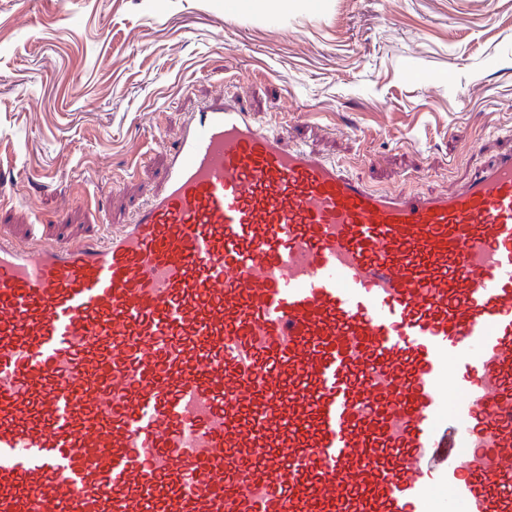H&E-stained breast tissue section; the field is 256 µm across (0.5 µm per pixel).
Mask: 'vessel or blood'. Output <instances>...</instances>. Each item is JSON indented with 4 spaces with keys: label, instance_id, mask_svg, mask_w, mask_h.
I'll return each instance as SVG.
<instances>
[{
    "label": "vessel or blood",
    "instance_id": "vessel-or-blood-1",
    "mask_svg": "<svg viewBox=\"0 0 512 512\" xmlns=\"http://www.w3.org/2000/svg\"><path fill=\"white\" fill-rule=\"evenodd\" d=\"M0 512H512V152L383 193L219 102L128 224L0 235Z\"/></svg>",
    "mask_w": 512,
    "mask_h": 512
}]
</instances>
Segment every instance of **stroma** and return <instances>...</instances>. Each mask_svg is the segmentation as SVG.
I'll return each instance as SVG.
<instances>
[{
  "label": "stroma",
  "instance_id": "stroma-1",
  "mask_svg": "<svg viewBox=\"0 0 512 512\" xmlns=\"http://www.w3.org/2000/svg\"><path fill=\"white\" fill-rule=\"evenodd\" d=\"M0 0V235L127 223L224 99L386 191L512 150V0Z\"/></svg>",
  "mask_w": 512,
  "mask_h": 512
}]
</instances>
